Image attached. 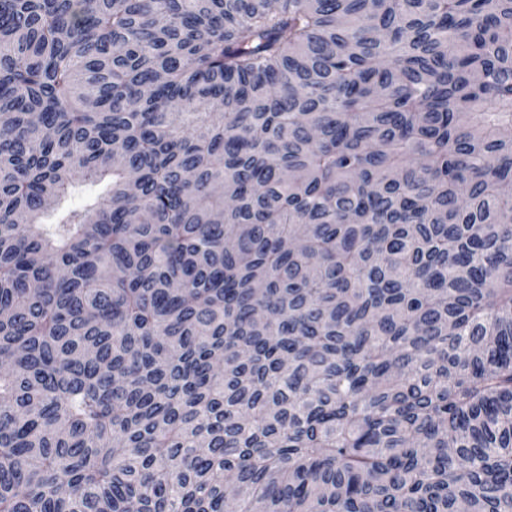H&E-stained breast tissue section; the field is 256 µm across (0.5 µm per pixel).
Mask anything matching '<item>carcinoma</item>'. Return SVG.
<instances>
[{
  "mask_svg": "<svg viewBox=\"0 0 512 512\" xmlns=\"http://www.w3.org/2000/svg\"><path fill=\"white\" fill-rule=\"evenodd\" d=\"M1 363L0 512H512V0H0Z\"/></svg>",
  "mask_w": 512,
  "mask_h": 512,
  "instance_id": "carcinoma-1",
  "label": "carcinoma"
}]
</instances>
